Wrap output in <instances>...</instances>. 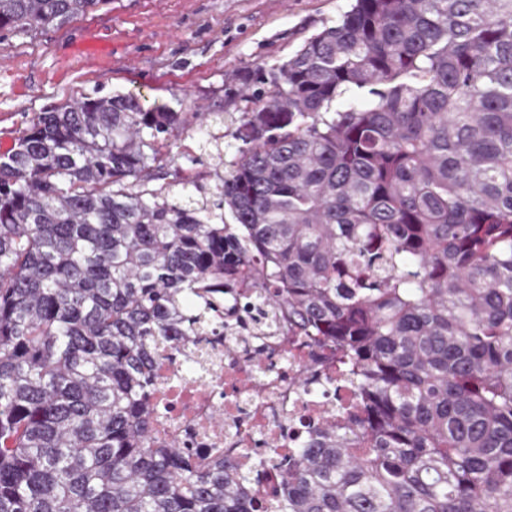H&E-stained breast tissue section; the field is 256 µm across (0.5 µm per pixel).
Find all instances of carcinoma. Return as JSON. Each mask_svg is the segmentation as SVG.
I'll use <instances>...</instances> for the list:
<instances>
[{"instance_id": "cac0c4a2", "label": "carcinoma", "mask_w": 512, "mask_h": 512, "mask_svg": "<svg viewBox=\"0 0 512 512\" xmlns=\"http://www.w3.org/2000/svg\"><path fill=\"white\" fill-rule=\"evenodd\" d=\"M110 3L0 0V42ZM244 81L212 186L177 147L224 113L131 94L0 155V512H261L262 463L154 430L161 362L235 343L215 288L336 355L280 512H512V0H353Z\"/></svg>"}]
</instances>
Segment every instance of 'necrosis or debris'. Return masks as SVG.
Masks as SVG:
<instances>
[{
	"mask_svg": "<svg viewBox=\"0 0 512 512\" xmlns=\"http://www.w3.org/2000/svg\"><path fill=\"white\" fill-rule=\"evenodd\" d=\"M258 345L273 362L262 386H255L251 378V349L245 344L236 352H213L211 378H186L164 393L172 406L163 425L166 438L182 441L193 436L201 464L218 455L250 464L246 451L255 439L278 437L282 425L299 418V382L305 367L314 361L330 364L327 353L315 350L305 336L282 331L261 337Z\"/></svg>",
	"mask_w": 512,
	"mask_h": 512,
	"instance_id": "1",
	"label": "necrosis or debris"
}]
</instances>
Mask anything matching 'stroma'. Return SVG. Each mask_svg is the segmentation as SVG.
Segmentation results:
<instances>
[{"label": "stroma", "mask_w": 512, "mask_h": 512, "mask_svg": "<svg viewBox=\"0 0 512 512\" xmlns=\"http://www.w3.org/2000/svg\"><path fill=\"white\" fill-rule=\"evenodd\" d=\"M350 0H112L35 36L0 44V154L33 113L83 93L141 96L146 107L220 111L224 158L237 142L232 117L241 76L288 60L335 25Z\"/></svg>", "instance_id": "obj_1"}]
</instances>
